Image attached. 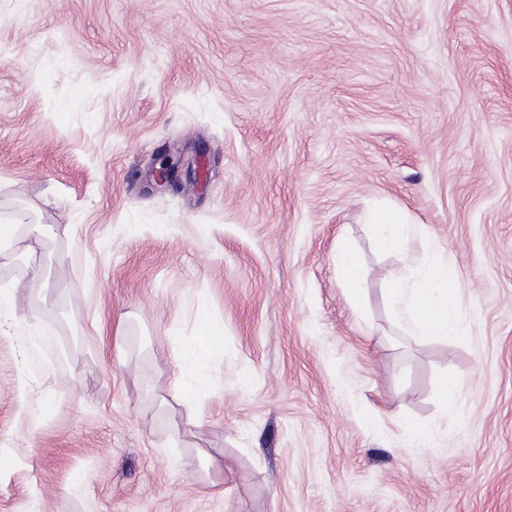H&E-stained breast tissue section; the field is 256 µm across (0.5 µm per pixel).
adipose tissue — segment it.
I'll return each mask as SVG.
<instances>
[{
    "label": "adipose tissue",
    "mask_w": 512,
    "mask_h": 512,
    "mask_svg": "<svg viewBox=\"0 0 512 512\" xmlns=\"http://www.w3.org/2000/svg\"><path fill=\"white\" fill-rule=\"evenodd\" d=\"M373 243L384 254L400 253L413 230L398 211H381L371 223ZM459 272L443 255H430L415 287H405L401 274H392L387 290L397 323L414 336L463 335L458 321L457 283Z\"/></svg>",
    "instance_id": "adipose-tissue-1"
}]
</instances>
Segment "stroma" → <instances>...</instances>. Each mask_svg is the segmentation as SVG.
Instances as JSON below:
<instances>
[{
    "label": "stroma",
    "mask_w": 512,
    "mask_h": 512,
    "mask_svg": "<svg viewBox=\"0 0 512 512\" xmlns=\"http://www.w3.org/2000/svg\"><path fill=\"white\" fill-rule=\"evenodd\" d=\"M1 224L0 512H512V0H0ZM370 224L375 248L383 254H399L405 240L413 230L406 216L395 210L381 211ZM336 274L345 286L353 305H359L362 299V267L358 255L348 247L336 253ZM459 272L441 254L430 255L414 288H405L400 273H393L387 288L397 323L412 336L464 335L458 321Z\"/></svg>",
    "instance_id": "35a3bbf8"
}]
</instances>
